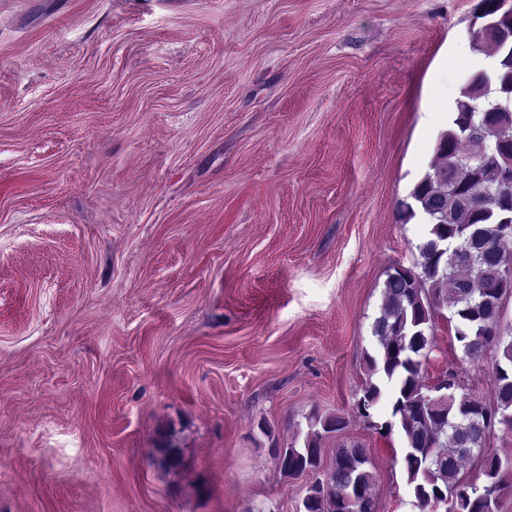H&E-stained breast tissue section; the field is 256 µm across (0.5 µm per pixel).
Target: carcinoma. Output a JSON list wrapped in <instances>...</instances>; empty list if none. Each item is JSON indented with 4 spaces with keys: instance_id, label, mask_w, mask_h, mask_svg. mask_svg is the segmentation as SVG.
I'll return each instance as SVG.
<instances>
[{
    "instance_id": "1",
    "label": "carcinoma",
    "mask_w": 512,
    "mask_h": 512,
    "mask_svg": "<svg viewBox=\"0 0 512 512\" xmlns=\"http://www.w3.org/2000/svg\"><path fill=\"white\" fill-rule=\"evenodd\" d=\"M485 5L481 19L502 39L496 43L478 39L475 44L501 60V68L490 78L468 77L449 114L448 129L434 144L432 165L398 203L404 222L419 215L428 232L418 245L416 268H396L385 280L383 302L372 324L373 343L363 353L367 379L355 405L357 417L367 427L381 430L387 424L376 423L373 411L384 399L390 403L391 416L399 419L403 465L413 497L422 507L446 498L452 501L453 512H499L502 499L512 495V463L505 464L492 449H483L494 432L484 430L478 420L489 411L494 427L512 433V339L503 335L499 300L504 291L495 275L506 252L503 225L512 223V186L498 185L492 167L475 170L470 177L460 173L467 160L459 145L475 130L503 143L512 159V62H504L512 50V10L499 8L498 0H485ZM448 241L464 249V254L453 260L440 252ZM443 309L449 311L448 327L461 360L494 351L495 402L489 405L469 392L458 371L448 370L458 394L436 417L427 412L426 369L436 319ZM305 420V435L297 433L288 447L274 449L275 465L284 476L319 468L325 438L348 426L344 415L319 410ZM459 442L477 449L469 459L478 468L472 477L456 455ZM371 465L367 449H339L306 491L301 512H350L342 503L349 485L375 493Z\"/></svg>"
}]
</instances>
